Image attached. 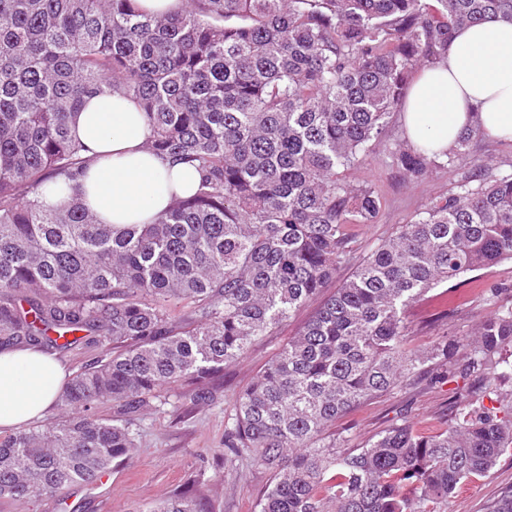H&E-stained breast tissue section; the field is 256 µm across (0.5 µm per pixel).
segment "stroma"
<instances>
[{
    "label": "stroma",
    "instance_id": "1",
    "mask_svg": "<svg viewBox=\"0 0 512 512\" xmlns=\"http://www.w3.org/2000/svg\"><path fill=\"white\" fill-rule=\"evenodd\" d=\"M465 172V164L445 165L413 182L385 155L348 171L347 181L372 186L380 197L374 222L351 229L356 256L392 238L430 199L454 191ZM354 270V263L341 264L321 298L254 342L237 363L200 383L168 386L165 404L139 415L137 446L129 459L112 466L107 479L73 487L61 501L0 500V512H145L148 506L187 489L202 498L205 512H254L271 473L249 458L225 463L224 425L234 413L238 394L309 320L322 297L333 294ZM506 308H512L511 259L461 277L454 300H447L437 287L413 303L406 313L405 345L430 349L443 339L470 333L481 319ZM478 387L470 376L457 375L439 383L432 373L424 372L338 420L336 431L353 448L395 423L440 431L447 427L454 404L470 398ZM511 487L512 455L505 454L486 475L459 486L452 508L454 512H487L488 504Z\"/></svg>",
    "mask_w": 512,
    "mask_h": 512
}]
</instances>
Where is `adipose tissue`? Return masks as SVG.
<instances>
[{
    "label": "adipose tissue",
    "mask_w": 512,
    "mask_h": 512,
    "mask_svg": "<svg viewBox=\"0 0 512 512\" xmlns=\"http://www.w3.org/2000/svg\"><path fill=\"white\" fill-rule=\"evenodd\" d=\"M401 113L407 140L438 152L476 117L491 137L512 140V21L456 30L441 60L416 71ZM70 128L89 159L80 180L83 199L101 223H151L172 196L197 188L194 168L144 150L152 130L134 100L86 97ZM65 379L63 367L39 349H0V432L41 417Z\"/></svg>",
    "instance_id": "ef3b65f1"
}]
</instances>
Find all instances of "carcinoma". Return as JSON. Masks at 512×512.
Returning a JSON list of instances; mask_svg holds the SVG:
<instances>
[{
    "mask_svg": "<svg viewBox=\"0 0 512 512\" xmlns=\"http://www.w3.org/2000/svg\"><path fill=\"white\" fill-rule=\"evenodd\" d=\"M512 20V0H187L170 15L135 0H0V345L98 348L61 395L82 413L0 437V499L58 498L135 447L131 416L168 385L197 383L312 300L350 259L348 224L380 200L344 172L386 153L408 179L471 161L352 277L237 398L224 459L273 473L259 512H449L459 484L512 450V309L471 336L407 351L405 310L429 290L512 259V172L471 156L475 123L442 154L385 139L413 70L461 27ZM138 102L149 151L199 174L150 224H102L71 134L84 98ZM68 204L41 200L49 182ZM193 308L175 318L180 304ZM464 352L481 397L448 427L395 424L360 448L327 435L362 401L427 361ZM111 402L120 418H101ZM415 486L416 495L401 485ZM146 512H201L179 494Z\"/></svg>",
    "mask_w": 512,
    "mask_h": 512,
    "instance_id": "obj_1",
    "label": "carcinoma"
}]
</instances>
